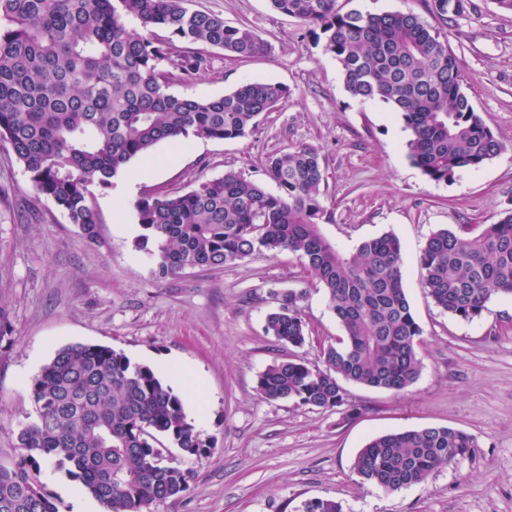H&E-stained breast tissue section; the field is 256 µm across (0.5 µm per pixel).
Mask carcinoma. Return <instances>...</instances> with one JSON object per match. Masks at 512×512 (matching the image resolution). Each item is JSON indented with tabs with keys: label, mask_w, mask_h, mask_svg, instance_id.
Here are the masks:
<instances>
[{
	"label": "carcinoma",
	"mask_w": 512,
	"mask_h": 512,
	"mask_svg": "<svg viewBox=\"0 0 512 512\" xmlns=\"http://www.w3.org/2000/svg\"><path fill=\"white\" fill-rule=\"evenodd\" d=\"M270 4L320 30L351 97L380 99L402 115L408 156L431 181L479 168L504 150L465 93L461 62L441 28L413 13L343 12L337 0ZM465 4L431 0L429 10L446 24ZM158 27L172 39L148 36ZM176 39L196 49L179 50ZM208 48L248 61L267 55L271 45L246 25L189 9L186 0H0V144L89 245L97 243L92 186H112L122 168L150 159L165 141L243 137L288 97L282 84L261 81L217 98L172 92L205 70ZM164 60L171 69H160ZM266 173L279 193L228 171L188 192L140 197L134 212L142 233L134 247L152 258L160 279L264 253L298 255L324 289L344 336L323 348L324 368L276 361L259 375L256 392L269 402L344 406L353 418L360 409L349 404L343 383L400 392L421 372L423 329L403 285L401 242L384 233L347 252L323 235L324 173L316 149L274 153ZM420 267L436 306L463 320L482 316L492 298L512 295V208L475 233L433 232ZM302 298L294 291L277 295L264 332L283 345L303 346ZM29 391L34 417L18 431L17 454L0 458V512H59L41 480L45 466L78 482L108 512H144L181 496L192 480L191 470L165 463L158 436L188 456L211 450L210 438L153 369L131 365L109 346L60 348ZM475 448L473 436L451 427L386 433L360 450L354 471L396 492ZM303 512L341 507L316 499Z\"/></svg>",
	"instance_id": "carcinoma-1"
}]
</instances>
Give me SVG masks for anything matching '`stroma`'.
<instances>
[{
  "label": "stroma",
  "instance_id": "obj_1",
  "mask_svg": "<svg viewBox=\"0 0 512 512\" xmlns=\"http://www.w3.org/2000/svg\"><path fill=\"white\" fill-rule=\"evenodd\" d=\"M187 6L249 26L272 50L244 62L210 50L209 70L175 85L174 93L212 98L246 81H268L285 85L288 97L244 137L163 142L155 149L158 169L135 182L120 175L111 187H93L94 247L0 145V306L13 326L0 340V454L17 452L19 427L33 412L29 382L42 366L65 345L101 344L154 369L164 362L190 366L207 394L200 410L189 394L181 399L214 446L201 456L169 447L173 464L191 469L194 479L182 496L151 512H301L314 499L336 501L342 512H512V296L493 298L479 319H459L427 295L419 261L432 232L491 224L512 207V13L495 0H468L447 27L465 91L505 149L438 184L410 162L401 114L378 99L352 98L336 60L300 21L268 0ZM300 146L319 153L321 224L332 242L350 250L387 232L401 240L403 283L424 331L421 373L406 391L347 384L360 409L353 419L336 408L268 402L255 390L259 374L288 355L322 365L323 347L343 334L295 254L159 279L133 246L138 198L186 192L228 171L273 193L267 157ZM289 290L302 294L309 327L306 345L295 350L264 332L277 294ZM428 426L473 435L475 454L397 492L354 472L373 437Z\"/></svg>",
  "mask_w": 512,
  "mask_h": 512
}]
</instances>
